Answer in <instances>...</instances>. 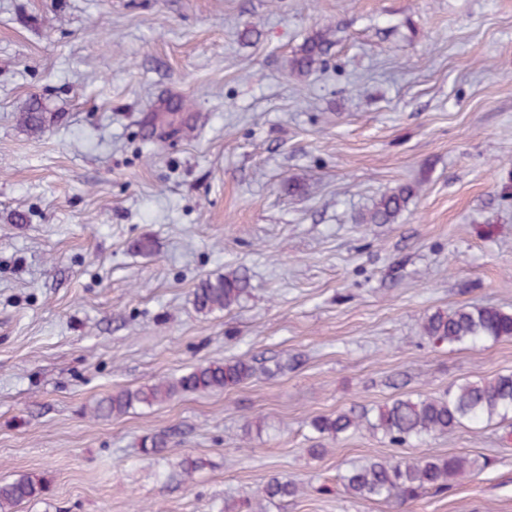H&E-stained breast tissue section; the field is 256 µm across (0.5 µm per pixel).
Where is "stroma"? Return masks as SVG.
<instances>
[{"label":"stroma","instance_id":"stroma-1","mask_svg":"<svg viewBox=\"0 0 512 512\" xmlns=\"http://www.w3.org/2000/svg\"><path fill=\"white\" fill-rule=\"evenodd\" d=\"M322 28L325 65L291 78ZM32 97L57 117L38 137ZM511 178L512 0H0V480L50 482L17 512H224L273 475L303 491L263 512H512V421L419 447L360 431L320 457L309 427L512 372V339L421 336L438 309L512 310ZM405 184L394 223L360 224ZM238 267L250 296L198 313L197 283ZM230 357L260 374L92 413ZM154 432L168 446L144 455ZM448 454L488 465L400 510L339 483L368 457ZM185 457L204 463L188 480Z\"/></svg>","mask_w":512,"mask_h":512}]
</instances>
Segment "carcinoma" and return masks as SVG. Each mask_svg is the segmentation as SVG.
I'll return each instance as SVG.
<instances>
[{"label":"carcinoma","instance_id":"cac0c4a2","mask_svg":"<svg viewBox=\"0 0 512 512\" xmlns=\"http://www.w3.org/2000/svg\"><path fill=\"white\" fill-rule=\"evenodd\" d=\"M332 42L325 31L309 36L290 62V73L301 77L325 63ZM34 135L54 123V114L30 100L20 117ZM415 189L401 185L386 191L361 216L363 224H391L405 209ZM251 290L245 270L234 268L214 279L201 280L193 293L196 310L205 315L230 310ZM422 336L429 342L450 347L476 349L488 341L512 338V311L496 306L462 305L451 311L437 310L426 316ZM257 368L237 358L199 364L180 377L163 379L137 389H123L100 399L93 407L96 416L126 414L137 405L151 407L171 400L179 393L228 391L256 375ZM512 419V373L492 378L464 379L448 386L442 397H400L377 409L353 406L310 422L311 430L323 439H336L366 429L398 446L422 443L430 437L447 435L466 422H491ZM167 447L163 433H151L141 440L146 455H156ZM487 461L459 455L423 456L391 463L366 458L352 464L340 476L346 493L363 500L393 502L399 506L419 499L425 493L444 494L451 482L467 471L483 468ZM49 483L29 474L0 482V512H13L23 502L44 496ZM300 486L286 478L273 476L260 489V500L272 503L300 493Z\"/></svg>","mask_w":512,"mask_h":512}]
</instances>
